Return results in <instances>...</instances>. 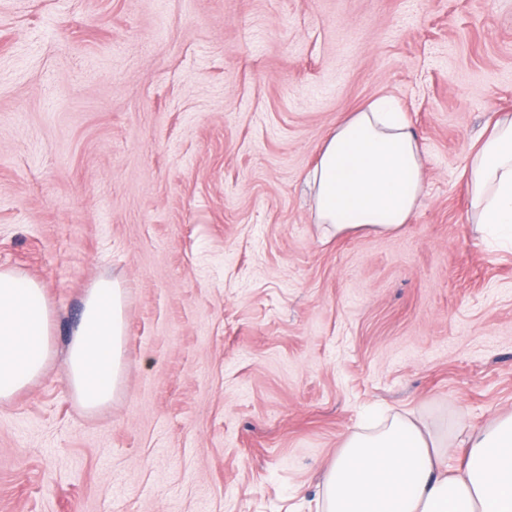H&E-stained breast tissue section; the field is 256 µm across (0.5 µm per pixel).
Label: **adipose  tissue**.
Listing matches in <instances>:
<instances>
[{
    "instance_id": "adipose-tissue-1",
    "label": "adipose tissue",
    "mask_w": 512,
    "mask_h": 512,
    "mask_svg": "<svg viewBox=\"0 0 512 512\" xmlns=\"http://www.w3.org/2000/svg\"><path fill=\"white\" fill-rule=\"evenodd\" d=\"M484 239L512 249V115L492 125L465 171ZM313 216L343 234H391L407 224L422 191L420 145L397 102L379 98L337 121L310 173ZM125 293L95 282L64 361L81 408L108 406L124 367ZM54 355L52 311L41 282L0 267V403L44 374ZM453 468L444 443L421 421L386 417L350 433L326 471L322 512H512V414L466 434Z\"/></svg>"
}]
</instances>
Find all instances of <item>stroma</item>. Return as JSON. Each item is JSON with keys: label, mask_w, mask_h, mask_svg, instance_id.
<instances>
[{"label": "stroma", "mask_w": 512, "mask_h": 512, "mask_svg": "<svg viewBox=\"0 0 512 512\" xmlns=\"http://www.w3.org/2000/svg\"><path fill=\"white\" fill-rule=\"evenodd\" d=\"M397 100L424 183L398 232L334 235L307 175ZM512 113V0H0V266L56 355L0 405V512H317L373 413L512 412V252L464 171ZM125 291V370L83 412L64 359Z\"/></svg>", "instance_id": "1"}]
</instances>
